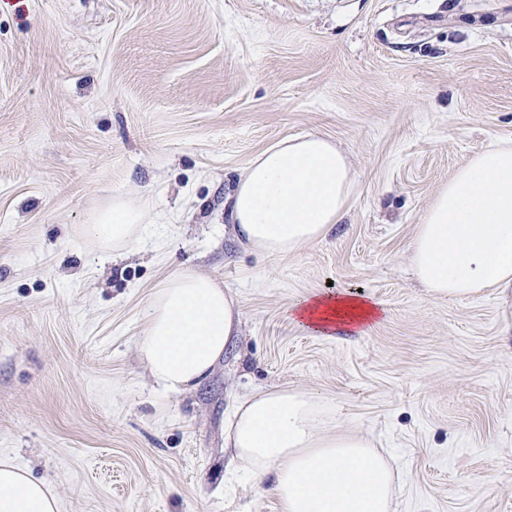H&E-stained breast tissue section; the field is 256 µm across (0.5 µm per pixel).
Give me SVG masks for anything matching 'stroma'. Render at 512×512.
<instances>
[{
    "label": "stroma",
    "mask_w": 512,
    "mask_h": 512,
    "mask_svg": "<svg viewBox=\"0 0 512 512\" xmlns=\"http://www.w3.org/2000/svg\"><path fill=\"white\" fill-rule=\"evenodd\" d=\"M319 134L356 191L326 236L270 256L224 201L277 142ZM512 145V0H0V458L60 512H278L228 484L236 400L288 388L394 469L396 512H512V288L431 295L412 245L440 188ZM120 196L123 249L87 238ZM176 268L241 311L211 378L157 392L142 313ZM362 291L360 334L301 298ZM145 218L144 211L116 197L112 199V208L90 217L88 224H85V233L102 245L112 244L114 250L126 247L137 240ZM380 307L371 298L352 291L323 292L302 298L291 309L292 318L320 336L356 333L379 316Z\"/></svg>",
    "instance_id": "1"
}]
</instances>
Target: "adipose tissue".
I'll list each match as a JSON object with an SVG mask.
<instances>
[{
	"mask_svg": "<svg viewBox=\"0 0 512 512\" xmlns=\"http://www.w3.org/2000/svg\"><path fill=\"white\" fill-rule=\"evenodd\" d=\"M354 193L347 158L330 140H282L247 167L225 200L239 238L284 255L320 240L344 217ZM144 211L122 198L93 214L91 239L132 244ZM415 272L440 297L512 287V146L499 145L459 168L428 206L413 241ZM293 319L320 336L361 331L379 314L350 291L302 298ZM239 323V309L218 280L181 270L153 293L138 350L155 388L167 396L205 382ZM232 463L280 512H390L393 474L371 441L340 432L332 409L313 395L272 389L239 400L224 430ZM0 512H59L50 483L0 461Z\"/></svg>",
	"mask_w": 512,
	"mask_h": 512,
	"instance_id": "ef3b65f1",
	"label": "adipose tissue"
}]
</instances>
